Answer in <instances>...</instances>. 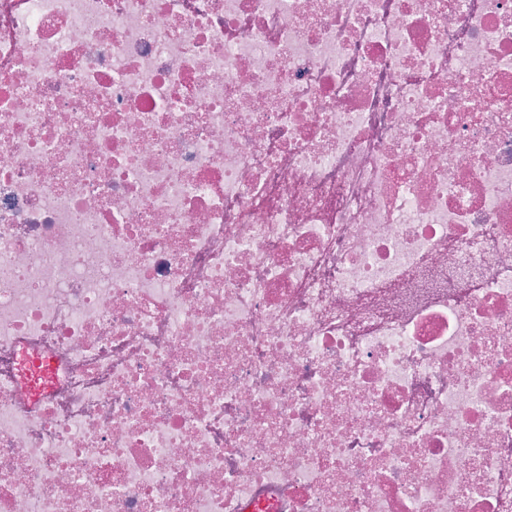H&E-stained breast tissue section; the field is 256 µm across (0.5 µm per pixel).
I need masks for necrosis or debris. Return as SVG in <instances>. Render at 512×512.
<instances>
[{
  "label": "necrosis or debris",
  "mask_w": 512,
  "mask_h": 512,
  "mask_svg": "<svg viewBox=\"0 0 512 512\" xmlns=\"http://www.w3.org/2000/svg\"><path fill=\"white\" fill-rule=\"evenodd\" d=\"M0 512H512V0H0Z\"/></svg>",
  "instance_id": "obj_1"
}]
</instances>
